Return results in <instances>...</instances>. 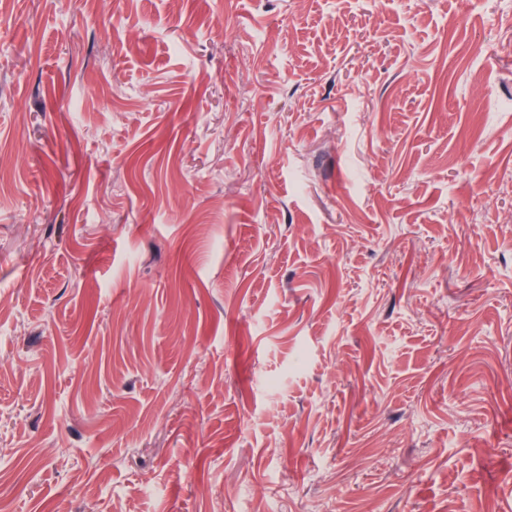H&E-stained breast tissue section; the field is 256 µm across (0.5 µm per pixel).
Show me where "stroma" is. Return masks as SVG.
<instances>
[{
    "mask_svg": "<svg viewBox=\"0 0 512 512\" xmlns=\"http://www.w3.org/2000/svg\"><path fill=\"white\" fill-rule=\"evenodd\" d=\"M0 492L512 512V0H0Z\"/></svg>",
    "mask_w": 512,
    "mask_h": 512,
    "instance_id": "35a3bbf8",
    "label": "stroma"
}]
</instances>
